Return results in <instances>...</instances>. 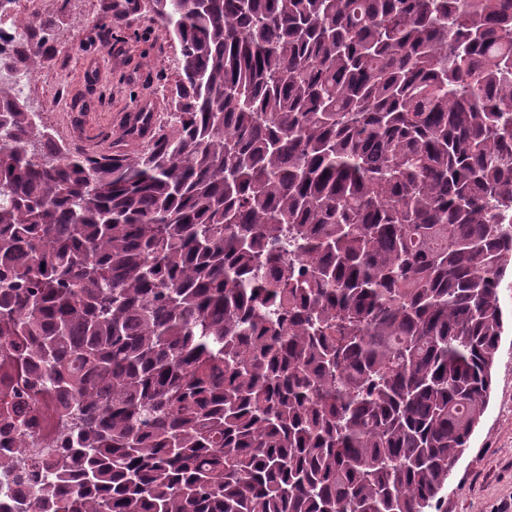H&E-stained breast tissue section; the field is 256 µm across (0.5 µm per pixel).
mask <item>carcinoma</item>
Returning a JSON list of instances; mask_svg holds the SVG:
<instances>
[{"instance_id": "carcinoma-1", "label": "carcinoma", "mask_w": 512, "mask_h": 512, "mask_svg": "<svg viewBox=\"0 0 512 512\" xmlns=\"http://www.w3.org/2000/svg\"><path fill=\"white\" fill-rule=\"evenodd\" d=\"M151 2L182 62L147 151L73 153L0 84V380L64 440L0 457L20 506L436 508L512 272V0Z\"/></svg>"}]
</instances>
